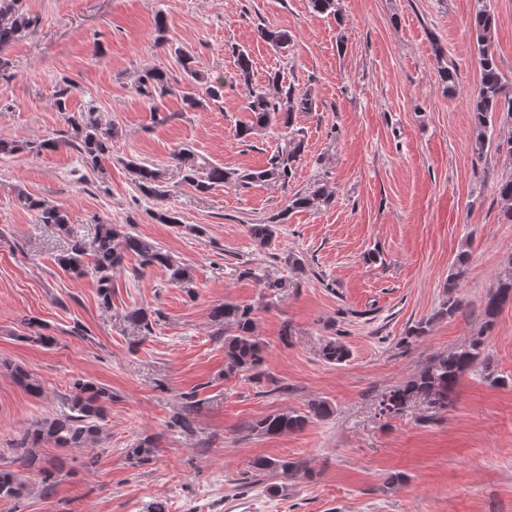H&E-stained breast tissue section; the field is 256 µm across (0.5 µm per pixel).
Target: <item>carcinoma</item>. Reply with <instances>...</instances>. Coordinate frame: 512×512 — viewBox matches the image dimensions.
Returning <instances> with one entry per match:
<instances>
[{
  "label": "carcinoma",
  "mask_w": 512,
  "mask_h": 512,
  "mask_svg": "<svg viewBox=\"0 0 512 512\" xmlns=\"http://www.w3.org/2000/svg\"><path fill=\"white\" fill-rule=\"evenodd\" d=\"M478 2L470 26L475 37L480 81L471 98V112L474 150L480 154L488 143L487 131L494 122L512 124V93L506 91L496 61L495 14L487 0ZM39 21L38 16L24 8L23 0H0V75L9 72L12 67L8 48L26 32L38 27ZM257 38L281 48L288 47L292 41L288 31L263 25L257 27ZM178 54L188 82L203 86L200 95L194 92L183 93L184 109L192 112L204 107L208 101H220L224 95V82L207 79L194 67L190 55L181 50ZM233 54L236 58L237 77L249 87L246 110L251 114L249 121L236 128V136L247 142L261 130H275L280 144L268 157L266 165L258 170L240 171L226 169L205 160L199 162L187 148L175 152L173 160L180 165L182 182L199 192H208L221 185L248 187L254 183L286 188L295 175L296 165L305 148L302 129L294 123L295 113L314 111L315 100L309 91L298 90L292 83L284 84V76L278 71L269 78V87H251L253 60L250 54L243 48L234 49ZM71 88V83L65 80L54 94L55 108L64 114L67 124L63 139L38 142L1 138L0 156L39 154L63 144L81 156L85 167L103 170L104 160L112 155V140L118 130L112 121L102 118L93 105L79 112L70 111ZM170 88L171 79L168 74L157 69L144 71L135 82L136 92L150 102L166 94ZM128 166L134 171L137 187L145 197L163 198L168 194L164 189L160 169L136 161L129 162ZM498 194L506 204L505 217L512 221V177L499 183ZM320 199H328V195L320 188L308 195L298 192L289 198L285 210L308 208ZM18 201L24 209L34 214L39 224H49L60 230L69 224L68 215L57 206L23 193L18 195ZM248 230L253 240L264 246L277 234L278 225L251 224ZM129 257L137 258L142 270L152 266L165 269L170 282L179 287L186 288L191 281L190 271L185 265L148 239L123 231L116 224H99L90 240L72 241L65 254L57 259V263L69 275L77 278L94 277L101 301L108 304L112 297V271L122 266ZM469 261L468 251L464 250L457 255L455 271L448 275V299L442 302L438 315L452 317L461 309L456 290L460 287V280ZM506 305H512L511 269L497 277L495 286L485 298L482 332L472 337L466 345L437 356L418 374L392 389L389 396L407 400L423 396L433 404L442 407L449 405L460 379L474 372L478 363L485 360V332L492 328L497 315ZM210 317L220 327L219 337L224 340V376L245 375L251 380H261L263 372L260 368L264 363L267 344L256 334L253 310L225 302L213 307ZM321 356L328 363L341 364L347 361L350 351L342 342L330 339L322 347ZM5 369L29 394H42V383L23 367L7 365ZM183 399L184 412L172 417L171 426L187 430L190 428V420L186 413L195 406V394L186 393ZM111 403L112 391L109 388L89 379L75 380L73 393L62 403V409L35 421L28 429L22 444L16 448L15 461L20 467L38 473L42 491L51 492L57 484L56 468L43 461L35 448L43 442H51L58 448H74L98 441L99 423ZM332 413L333 409L328 402L314 400L307 405L305 412L287 411L270 415L252 424L251 430L266 436L297 432L315 420L330 417ZM154 449V442L145 438L129 449L128 457L141 464L150 460ZM273 472L292 478L301 472V464L273 458H257L251 462L252 479ZM23 489L17 471L0 468L1 499L15 500L20 497Z\"/></svg>",
  "instance_id": "carcinoma-1"
}]
</instances>
